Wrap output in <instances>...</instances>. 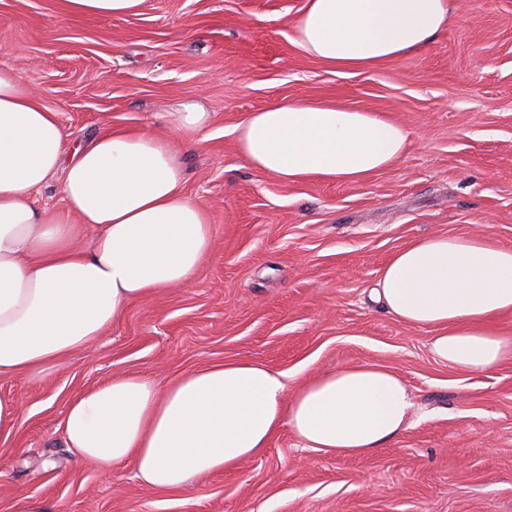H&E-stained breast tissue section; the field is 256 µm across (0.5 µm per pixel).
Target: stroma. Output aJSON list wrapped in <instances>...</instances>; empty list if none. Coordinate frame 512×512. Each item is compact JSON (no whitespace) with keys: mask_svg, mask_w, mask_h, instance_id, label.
I'll return each mask as SVG.
<instances>
[{"mask_svg":"<svg viewBox=\"0 0 512 512\" xmlns=\"http://www.w3.org/2000/svg\"><path fill=\"white\" fill-rule=\"evenodd\" d=\"M306 0H145L141 13L66 17L57 0H0V64L37 88L70 141L151 127L202 98L210 128L179 140L186 192L214 243L193 281L140 301L89 349L0 378L20 402L0 437V512L31 495L52 512H512V361L466 373L435 360L430 331L371 298L416 238L481 233L512 247V0H454L422 51L338 70L307 56ZM382 112L410 140L353 183H286L236 150L235 128L276 100ZM253 359L287 388L344 365L380 364L413 392L412 426L361 457L302 447L289 428L239 467L161 494L133 462L103 476L60 439L70 403L112 376L163 383Z\"/></svg>","mask_w":512,"mask_h":512,"instance_id":"1","label":"stroma"}]
</instances>
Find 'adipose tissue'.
<instances>
[{
	"instance_id": "1",
	"label": "adipose tissue",
	"mask_w": 512,
	"mask_h": 512,
	"mask_svg": "<svg viewBox=\"0 0 512 512\" xmlns=\"http://www.w3.org/2000/svg\"><path fill=\"white\" fill-rule=\"evenodd\" d=\"M145 0H60L67 16H126ZM450 22V0H306L295 23L301 50L328 66L374 68L426 47ZM161 119L169 136L112 126L73 150L56 112L0 65V377L89 348L127 308L189 284L213 244L207 209L185 191L170 135L206 129L197 100ZM238 153L286 182L350 183L389 167L409 132L378 112L282 101L236 127ZM63 174L61 209L34 197ZM376 296L401 324L432 330L434 357L464 372L512 360V248L487 237L418 238L383 266ZM404 380L373 364L321 374L287 394L264 363L228 360L160 385L113 377L73 400L61 440L101 473L133 462L137 479L168 493L260 454L281 425L302 447L368 455L413 424Z\"/></svg>"
}]
</instances>
